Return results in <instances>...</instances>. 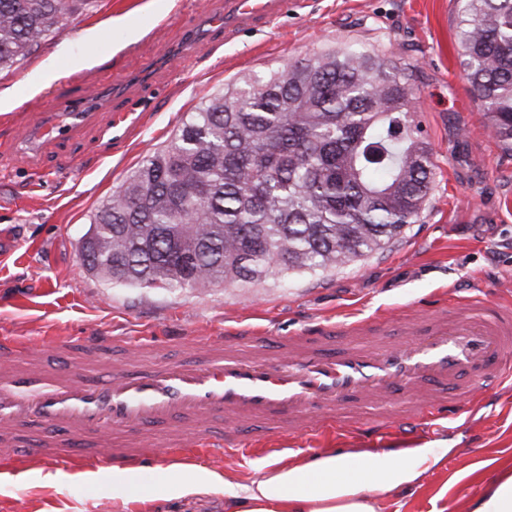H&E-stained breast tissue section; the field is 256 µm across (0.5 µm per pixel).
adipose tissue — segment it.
<instances>
[{"label":"adipose tissue","instance_id":"ef3b65f1","mask_svg":"<svg viewBox=\"0 0 512 512\" xmlns=\"http://www.w3.org/2000/svg\"><path fill=\"white\" fill-rule=\"evenodd\" d=\"M438 460L426 446L395 458L366 451L355 463L328 452L292 464L259 465L258 477L246 484L200 465L172 463L163 486L168 495L221 490L224 512H381V494L416 485Z\"/></svg>","mask_w":512,"mask_h":512}]
</instances>
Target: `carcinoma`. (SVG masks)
<instances>
[{
	"instance_id": "cac0c4a2",
	"label": "carcinoma",
	"mask_w": 512,
	"mask_h": 512,
	"mask_svg": "<svg viewBox=\"0 0 512 512\" xmlns=\"http://www.w3.org/2000/svg\"><path fill=\"white\" fill-rule=\"evenodd\" d=\"M76 2L0 0V70L58 32ZM458 2L460 65L512 149V0ZM413 70L344 42L240 74L93 215L87 234L102 254L90 269L115 285L207 289L383 248L432 189Z\"/></svg>"
}]
</instances>
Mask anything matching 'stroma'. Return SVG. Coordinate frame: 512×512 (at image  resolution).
Masks as SVG:
<instances>
[{
  "label": "stroma",
  "mask_w": 512,
  "mask_h": 512,
  "mask_svg": "<svg viewBox=\"0 0 512 512\" xmlns=\"http://www.w3.org/2000/svg\"><path fill=\"white\" fill-rule=\"evenodd\" d=\"M284 10L271 25L240 33L229 43L199 39L184 69L166 67L184 40V13H219L224 0H85L62 30L24 60L0 70V91L25 115L0 129V336H40L48 331L91 330L139 336L172 359H189L191 335L246 325L292 336L313 321L368 318L447 287L457 295L493 291L512 301V151L491 133L480 101L460 65L455 39L457 0H307ZM123 27H113V19ZM145 29L125 41L126 27ZM360 43L396 62L413 64L418 119L434 151L432 190L416 223L384 249L317 273L206 290H159L113 285L88 271L81 237L96 209L138 164L167 144L183 121L244 72L276 70L342 41ZM161 60L149 80L129 75L136 57ZM91 57L85 75L115 84L133 122L116 128L97 112L69 137L43 142L37 162L4 147L25 144L49 106L59 105V81L74 73V59ZM55 80L30 94L42 69ZM328 448L399 450L427 443L444 455L422 488L381 496L383 512H431V496L486 448L512 460V381L490 392L460 422H433L413 437L391 426L382 439L352 432L327 435ZM306 445L286 451L254 449L200 463L243 484L268 461L292 463ZM47 464L14 477L0 475V512H224L220 492L158 495L119 510L112 475L94 483L63 470L47 486Z\"/></svg>",
  "instance_id": "obj_1"
}]
</instances>
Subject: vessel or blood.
<instances>
[{
  "label": "vessel or blood",
  "instance_id": "vessel-or-blood-1",
  "mask_svg": "<svg viewBox=\"0 0 512 512\" xmlns=\"http://www.w3.org/2000/svg\"><path fill=\"white\" fill-rule=\"evenodd\" d=\"M285 3L224 0L223 16L202 17L190 30L182 58L204 32L233 39L272 23ZM94 105L127 119L111 89L88 82L64 111L46 114L33 138L65 136ZM47 348L62 365L34 367ZM143 351L137 337L102 332L1 339L0 471L19 474L40 461L137 470L154 457L314 446L332 429L377 436L393 421L410 430L454 421L465 401L512 378V308L440 288L429 305L373 320H319L296 336L210 330L198 336L192 363L159 356L131 369Z\"/></svg>",
  "mask_w": 512,
  "mask_h": 512
}]
</instances>
